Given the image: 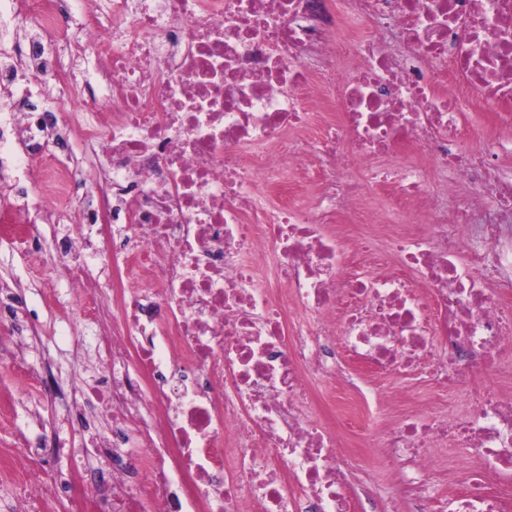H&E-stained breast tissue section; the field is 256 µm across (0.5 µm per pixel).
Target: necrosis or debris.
<instances>
[{
  "label": "necrosis or debris",
  "mask_w": 512,
  "mask_h": 512,
  "mask_svg": "<svg viewBox=\"0 0 512 512\" xmlns=\"http://www.w3.org/2000/svg\"><path fill=\"white\" fill-rule=\"evenodd\" d=\"M78 106L33 102L0 56V208L124 225V287L81 301L112 411L107 501L66 446L16 439L0 473L24 512H358L323 417L335 385L364 445L408 463L415 512H512V0H14ZM396 30L400 54L383 30ZM92 53L112 96L54 53ZM487 117L473 131L469 103ZM81 128L110 172L72 162ZM44 166L37 185L20 167ZM316 196L307 205L305 191ZM477 229L481 246L469 231ZM300 307L292 316L289 305ZM417 376L429 409L366 373ZM467 406H456L458 396ZM471 465L452 496L434 451Z\"/></svg>",
  "instance_id": "obj_1"
}]
</instances>
